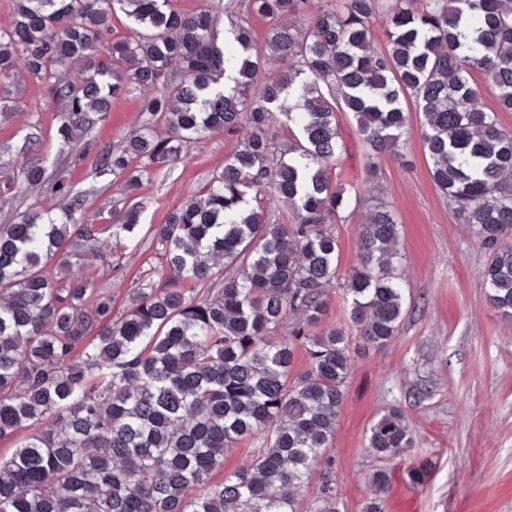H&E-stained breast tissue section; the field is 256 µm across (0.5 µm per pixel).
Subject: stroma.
<instances>
[{
	"mask_svg": "<svg viewBox=\"0 0 512 512\" xmlns=\"http://www.w3.org/2000/svg\"><path fill=\"white\" fill-rule=\"evenodd\" d=\"M143 101L137 91L113 100L108 119L95 125L89 150L80 154L61 148L55 138L58 103L43 86L18 77L0 88V102L10 107L0 118V166L17 174L27 163L45 162L85 193L89 219L110 224L118 188L111 177L97 175L96 152L122 146L139 124ZM336 123L344 149L330 177L355 189L362 207L333 226L337 272L326 288L327 310L319 327L351 331L343 283L358 264L366 212L381 204L398 217L406 296V312L391 342L379 351L352 354L345 400L326 450L336 480V508L362 512L371 477L385 465L393 473L383 496L385 512H512V321L486 300L481 271L487 251L435 187L418 114L410 116L400 159L370 160L352 115L337 113ZM250 134L244 123L231 133H210L169 169L144 180L136 198L143 227L138 240L103 233L96 254L77 262L79 276L111 291L113 315L125 312L129 293L142 280H163L150 225L163 223L170 210L201 194L223 169L225 157ZM52 201L49 185L17 184L13 194L0 196V224ZM391 409L404 415L415 445L384 463L367 449L366 437ZM419 466L426 476L416 484L407 472Z\"/></svg>",
	"mask_w": 512,
	"mask_h": 512,
	"instance_id": "obj_1",
	"label": "stroma"
}]
</instances>
